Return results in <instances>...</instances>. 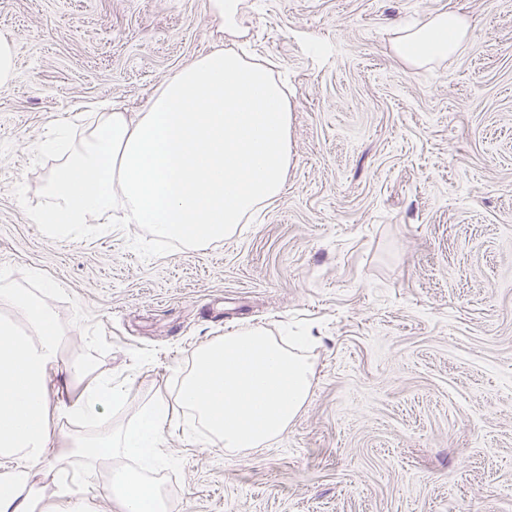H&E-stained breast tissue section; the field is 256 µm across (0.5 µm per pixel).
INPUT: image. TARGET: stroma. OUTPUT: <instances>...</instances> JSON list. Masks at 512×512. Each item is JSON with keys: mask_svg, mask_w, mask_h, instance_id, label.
<instances>
[{"mask_svg": "<svg viewBox=\"0 0 512 512\" xmlns=\"http://www.w3.org/2000/svg\"><path fill=\"white\" fill-rule=\"evenodd\" d=\"M454 9L467 49L408 69L396 24ZM255 60L288 77L283 196L193 248L133 224L50 237L49 118L140 111L215 42L204 0H0V272L40 293L62 354L131 385L114 422L174 398L224 332L297 324L310 398L269 447L224 454L183 413L158 479L177 512H512V0H240ZM15 77V42L0 37V87L10 84Z\"/></svg>", "mask_w": 512, "mask_h": 512, "instance_id": "1", "label": "stroma"}]
</instances>
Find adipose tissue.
Returning <instances> with one entry per match:
<instances>
[{"mask_svg": "<svg viewBox=\"0 0 512 512\" xmlns=\"http://www.w3.org/2000/svg\"><path fill=\"white\" fill-rule=\"evenodd\" d=\"M466 17L448 10L421 26H398L393 54L412 69L460 54ZM293 107L269 65L234 47H216L165 77L141 111L97 113L81 142L63 122L50 124L41 150L56 153L49 207L32 215L47 233L65 235L90 217L121 213L160 239L202 248L239 235L279 199L292 161ZM45 295L57 285L44 281ZM44 295V297H45ZM23 288L0 287V512H89L87 501L57 478L56 463L88 461L82 483L110 471L118 512H170L152 474L174 465L165 434L192 411L214 448L232 454L262 448L287 431L306 404L315 368L308 336H273L246 325L201 347L174 401L145 404L136 423L113 427L111 407L129 389L90 364L64 359L56 313ZM94 429L90 438L55 431L51 412ZM56 481L44 497L32 477Z\"/></svg>", "mask_w": 512, "mask_h": 512, "instance_id": "1", "label": "adipose tissue"}]
</instances>
